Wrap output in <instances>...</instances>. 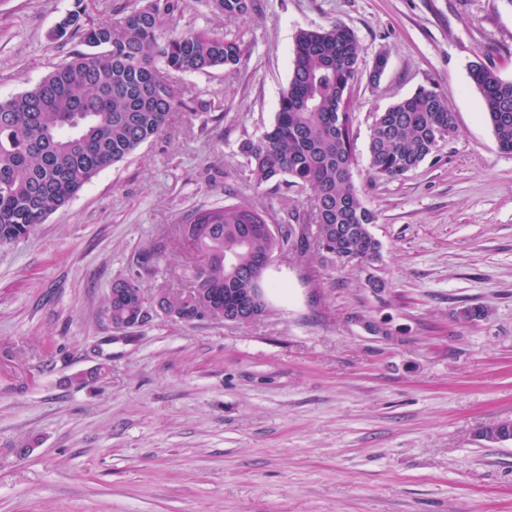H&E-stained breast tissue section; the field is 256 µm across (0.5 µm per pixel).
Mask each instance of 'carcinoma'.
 Returning <instances> with one entry per match:
<instances>
[{
	"label": "carcinoma",
	"instance_id": "1",
	"mask_svg": "<svg viewBox=\"0 0 512 512\" xmlns=\"http://www.w3.org/2000/svg\"><path fill=\"white\" fill-rule=\"evenodd\" d=\"M226 17L256 10V0H209ZM182 0H147L128 7L116 24L84 23L78 10L54 30L57 39L80 38L87 47L34 89L0 101V246L29 236L99 172L160 135L173 113L193 111L160 69L180 74L232 68L243 42L221 33L189 31L159 42L162 19L182 11ZM361 49L340 23L295 35L291 77L274 124L240 144L247 179L259 187L282 179L306 193L303 224L261 228L260 210L248 204L197 209L182 220L181 235L194 253L183 275L192 290H167L161 307L184 322L206 319L211 307L229 308L257 287L255 273L276 252L312 250L326 262L369 263L381 243L376 222L351 182L354 162L350 88ZM471 80L499 149L512 153V80L492 62H476ZM455 113L433 88L421 87L375 116L368 144L371 172L399 178L456 136ZM143 294L134 275L113 285L106 310L119 323L136 312Z\"/></svg>",
	"mask_w": 512,
	"mask_h": 512
}]
</instances>
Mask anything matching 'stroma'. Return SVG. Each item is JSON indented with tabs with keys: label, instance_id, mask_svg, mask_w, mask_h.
Instances as JSON below:
<instances>
[{
	"label": "stroma",
	"instance_id": "1",
	"mask_svg": "<svg viewBox=\"0 0 512 512\" xmlns=\"http://www.w3.org/2000/svg\"><path fill=\"white\" fill-rule=\"evenodd\" d=\"M146 2L0 0V100L82 51L52 35L67 13L114 23ZM333 22L361 48L352 181L380 259L278 256L257 320L115 330L106 298L154 241L168 249L146 294L185 287L190 211L245 203L285 224L305 210L284 182L250 183L239 145L274 123L296 32ZM191 30L247 47L234 69L177 79L223 111L174 113L0 248V512H512V442L478 436L512 419V154L469 75L489 60L512 80V0H261L233 18L184 0L159 37ZM422 86L457 135L402 177L373 176L375 114Z\"/></svg>",
	"mask_w": 512,
	"mask_h": 512
}]
</instances>
